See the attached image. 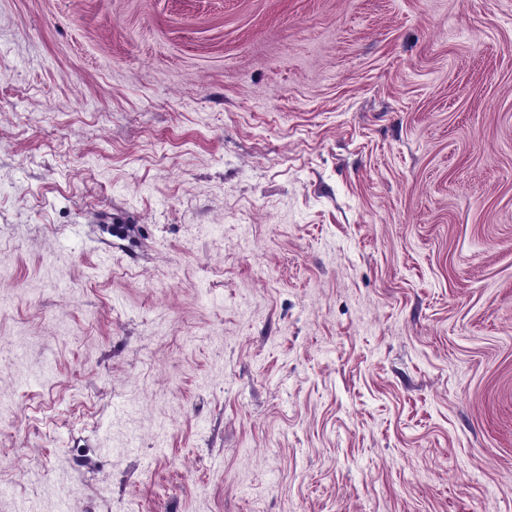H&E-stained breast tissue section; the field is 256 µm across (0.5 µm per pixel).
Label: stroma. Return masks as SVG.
<instances>
[{
	"label": "stroma",
	"mask_w": 512,
	"mask_h": 512,
	"mask_svg": "<svg viewBox=\"0 0 512 512\" xmlns=\"http://www.w3.org/2000/svg\"><path fill=\"white\" fill-rule=\"evenodd\" d=\"M512 512V0H0V512Z\"/></svg>",
	"instance_id": "stroma-1"
}]
</instances>
